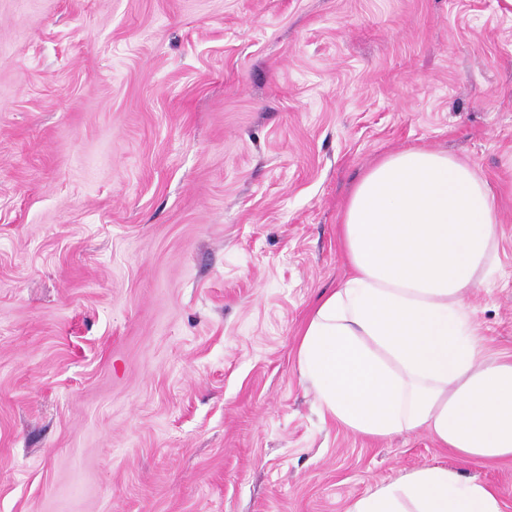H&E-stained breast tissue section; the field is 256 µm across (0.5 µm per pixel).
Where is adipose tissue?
<instances>
[{
  "mask_svg": "<svg viewBox=\"0 0 512 512\" xmlns=\"http://www.w3.org/2000/svg\"><path fill=\"white\" fill-rule=\"evenodd\" d=\"M486 182L454 155L412 147L382 158L347 200V279L324 291L297 349L322 418L377 439L424 429L456 457H512V356L489 355L469 295L497 263ZM347 512H501L484 482L427 465Z\"/></svg>",
  "mask_w": 512,
  "mask_h": 512,
  "instance_id": "1",
  "label": "adipose tissue"
}]
</instances>
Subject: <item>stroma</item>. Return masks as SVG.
Segmentation results:
<instances>
[{"label": "stroma", "mask_w": 512, "mask_h": 512, "mask_svg": "<svg viewBox=\"0 0 512 512\" xmlns=\"http://www.w3.org/2000/svg\"><path fill=\"white\" fill-rule=\"evenodd\" d=\"M411 147L496 196L512 355V0H0V512H346L434 463L512 512V459L321 420L296 367Z\"/></svg>", "instance_id": "1"}]
</instances>
